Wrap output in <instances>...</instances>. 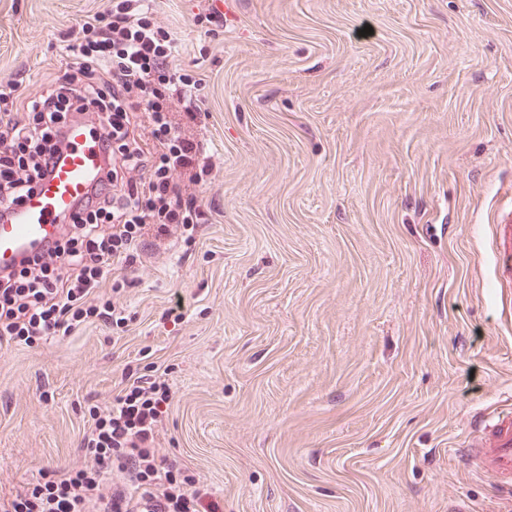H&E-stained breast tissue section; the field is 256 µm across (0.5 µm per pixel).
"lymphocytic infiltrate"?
Masks as SVG:
<instances>
[{"label": "lymphocytic infiltrate", "mask_w": 512, "mask_h": 512, "mask_svg": "<svg viewBox=\"0 0 512 512\" xmlns=\"http://www.w3.org/2000/svg\"><path fill=\"white\" fill-rule=\"evenodd\" d=\"M63 76L15 108L14 79L0 78V211L43 177L67 127L104 130L109 163L100 183L42 255L0 273V342L35 344L99 322L120 326L124 308L100 289L118 263L136 262L149 234L193 239L204 218L200 186L212 171L174 107L195 111L196 77L172 72L176 38L154 0H111L84 20ZM164 148L154 162L142 146ZM188 170L189 180L174 174ZM171 386L164 374L136 377L111 407H90L82 466L41 471L4 512H224L212 489L161 456L159 431Z\"/></svg>", "instance_id": "lymphocytic-infiltrate-1"}]
</instances>
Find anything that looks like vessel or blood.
<instances>
[{
    "label": "vessel or blood",
    "mask_w": 512,
    "mask_h": 512,
    "mask_svg": "<svg viewBox=\"0 0 512 512\" xmlns=\"http://www.w3.org/2000/svg\"><path fill=\"white\" fill-rule=\"evenodd\" d=\"M103 165L100 133L83 122L74 125L50 170L0 220L1 272L42 254L59 236L62 216L97 184ZM492 250L499 287H512V218L496 225ZM457 453L490 480L500 497L512 500L511 406L477 412Z\"/></svg>",
    "instance_id": "1"
}]
</instances>
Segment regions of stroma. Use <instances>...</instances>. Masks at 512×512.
<instances>
[{
	"mask_svg": "<svg viewBox=\"0 0 512 512\" xmlns=\"http://www.w3.org/2000/svg\"><path fill=\"white\" fill-rule=\"evenodd\" d=\"M108 5L0 0L20 99ZM155 9L200 80L207 216L115 266L123 326L0 346V504L82 464L87 403L165 366L160 452L224 512H497L449 445L512 393L490 247L512 212V0Z\"/></svg>",
	"mask_w": 512,
	"mask_h": 512,
	"instance_id": "1",
	"label": "stroma"
}]
</instances>
